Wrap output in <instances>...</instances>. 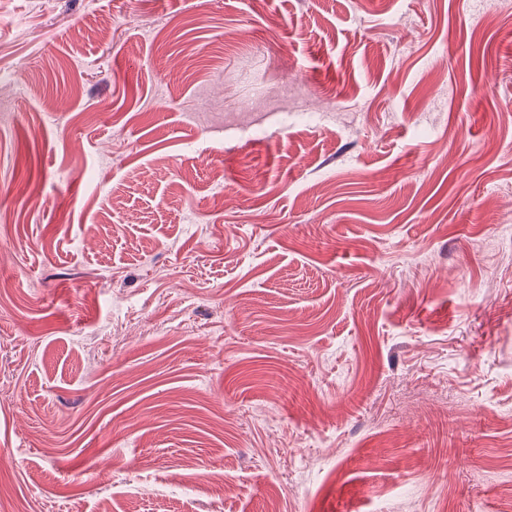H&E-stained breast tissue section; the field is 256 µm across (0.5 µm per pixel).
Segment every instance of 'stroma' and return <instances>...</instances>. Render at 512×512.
Segmentation results:
<instances>
[{"mask_svg": "<svg viewBox=\"0 0 512 512\" xmlns=\"http://www.w3.org/2000/svg\"><path fill=\"white\" fill-rule=\"evenodd\" d=\"M509 208L512 9L0 0V487L512 512Z\"/></svg>", "mask_w": 512, "mask_h": 512, "instance_id": "35a3bbf8", "label": "stroma"}]
</instances>
